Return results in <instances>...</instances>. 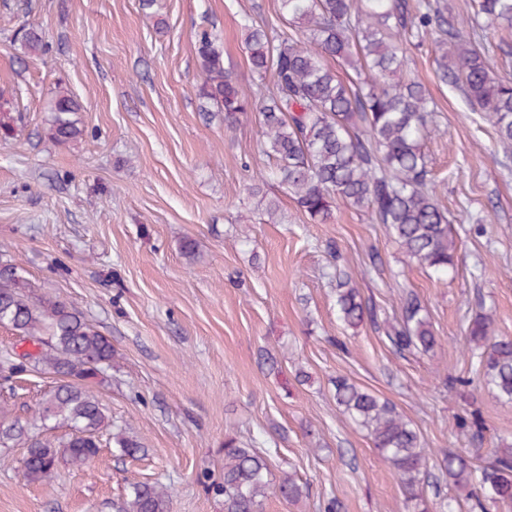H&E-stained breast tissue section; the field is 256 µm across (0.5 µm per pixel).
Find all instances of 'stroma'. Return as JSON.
Listing matches in <instances>:
<instances>
[{
  "label": "stroma",
  "instance_id": "1",
  "mask_svg": "<svg viewBox=\"0 0 512 512\" xmlns=\"http://www.w3.org/2000/svg\"><path fill=\"white\" fill-rule=\"evenodd\" d=\"M278 24L277 0H0V97L15 118L0 144V257L16 260L36 296L81 310L112 341V366L95 387L112 427L99 458L59 465L50 482L24 480L25 448L0 466V512H113L131 484L173 489L170 512H224L210 491L224 476V440L258 444L271 482L308 483L295 503L268 496L264 512H405L404 491L367 431L334 398L336 375L395 404L420 433L431 464L448 451L512 447V404L481 384L460 397L455 377L474 371L465 325L491 308L512 336V143L442 82L430 39H411L408 69L435 105L424 142L461 260L439 279L408 259L365 208L338 205L320 223L268 180L258 112L228 128L203 111L194 32L213 23L224 65L243 88L258 84L244 50L246 18ZM49 50L25 55L26 27ZM82 107L80 138L46 135L57 91ZM280 206V223L265 213ZM197 243L194 257L180 244ZM347 259L337 269L329 253ZM349 272L376 322L346 328L336 279ZM414 290L438 343L398 353L384 332L402 289ZM51 375L15 384L12 415L28 418ZM473 412L482 443L459 429ZM130 426L145 453L120 456L114 429Z\"/></svg>",
  "mask_w": 512,
  "mask_h": 512
}]
</instances>
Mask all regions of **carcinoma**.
I'll return each mask as SVG.
<instances>
[{"label":"carcinoma","instance_id":"carcinoma-1","mask_svg":"<svg viewBox=\"0 0 512 512\" xmlns=\"http://www.w3.org/2000/svg\"><path fill=\"white\" fill-rule=\"evenodd\" d=\"M281 21L299 28L292 37L253 18L244 24L250 64L260 76L271 75V88L260 107L265 153L275 160L274 175L294 195L311 219L329 220L340 202L366 207L406 256L442 277L457 259V232L438 202L437 185L423 141L430 133L433 102L407 72L401 36H434L442 80L459 85L470 106L484 112L501 141L512 143V79L491 75L485 56L476 48L478 31L512 27V0H472L467 20L453 23L430 0H279ZM27 55H42L48 43L31 27L19 37ZM201 76L200 98L224 113L234 127L253 107L255 98L236 84L224 67L216 35L196 33ZM341 59L365 71L363 81L347 85L327 61ZM80 104L67 92L54 98L48 136L66 144L83 134L75 114ZM336 305L340 320L351 327L375 321L354 280L339 277ZM399 319L387 324L386 335L399 352L428 353L437 338L418 295L405 290L399 298ZM13 329L36 351L21 361L14 348L0 352V372L9 380L26 372H47L54 386L25 420L8 419L0 406V448L22 442L23 478L41 483L52 478L60 460L83 466L97 458L101 433L109 418L89 384L112 368V341L74 307L60 300L36 297L11 260L0 259V326ZM469 360L474 372L497 398L512 402V338L494 333L493 319L480 311L466 326ZM339 408L365 428L381 459L397 474L407 507H423L422 485L431 477L429 457L420 434L396 406L339 375L334 381ZM68 427L65 440L44 432ZM460 427L483 439L484 423L476 414L460 417ZM112 439L120 455L135 458L144 451L139 440L118 431ZM479 463L448 451L440 463L442 477L471 487L468 512L512 508V448H495ZM267 458L229 437L224 441V512H263L273 493L299 501L308 486L288 474L269 479ZM171 488L136 483L115 512H169Z\"/></svg>","mask_w":512,"mask_h":512}]
</instances>
